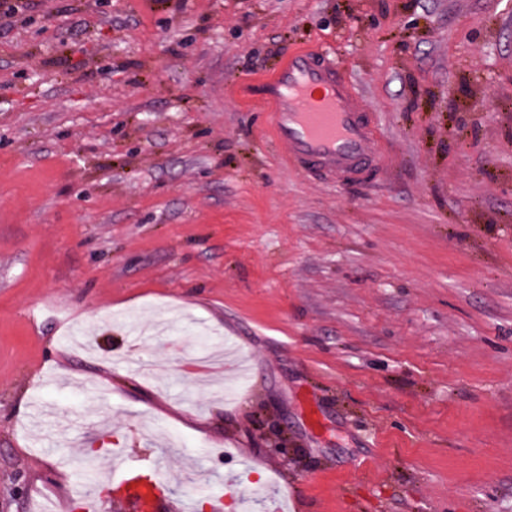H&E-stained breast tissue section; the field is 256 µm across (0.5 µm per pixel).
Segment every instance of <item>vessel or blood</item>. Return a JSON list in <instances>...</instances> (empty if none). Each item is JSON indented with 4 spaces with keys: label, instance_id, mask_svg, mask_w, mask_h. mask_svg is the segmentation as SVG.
<instances>
[{
    "label": "vessel or blood",
    "instance_id": "vessel-or-blood-1",
    "mask_svg": "<svg viewBox=\"0 0 512 512\" xmlns=\"http://www.w3.org/2000/svg\"><path fill=\"white\" fill-rule=\"evenodd\" d=\"M245 89L268 110L274 141L292 166L335 182L365 180L384 170L386 154L361 98L345 72L322 62L314 50L292 51L273 73L248 80ZM107 481L126 488L119 499L123 512H168L161 480H145L118 462Z\"/></svg>",
    "mask_w": 512,
    "mask_h": 512
}]
</instances>
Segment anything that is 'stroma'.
<instances>
[{
  "instance_id": "35a3bbf8",
  "label": "stroma",
  "mask_w": 512,
  "mask_h": 512,
  "mask_svg": "<svg viewBox=\"0 0 512 512\" xmlns=\"http://www.w3.org/2000/svg\"><path fill=\"white\" fill-rule=\"evenodd\" d=\"M0 13V512L96 451L171 512H512V0ZM343 68L388 171L287 165L241 89Z\"/></svg>"
}]
</instances>
